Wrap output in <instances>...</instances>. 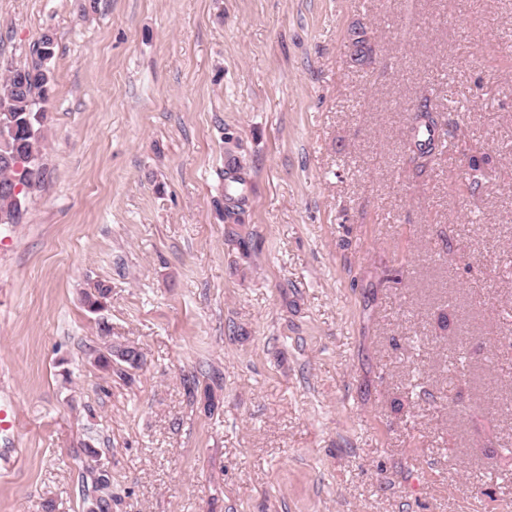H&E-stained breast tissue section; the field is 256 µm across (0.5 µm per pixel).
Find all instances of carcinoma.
Returning <instances> with one entry per match:
<instances>
[{"label":"carcinoma","mask_w":512,"mask_h":512,"mask_svg":"<svg viewBox=\"0 0 512 512\" xmlns=\"http://www.w3.org/2000/svg\"><path fill=\"white\" fill-rule=\"evenodd\" d=\"M354 60L362 62L369 55L368 35L359 26L351 30ZM54 35L44 33L34 49L30 64L7 70L0 80V224H19L26 212L27 194L42 181V159L46 150L45 127L54 74ZM445 116L432 107L429 99L418 106L405 127L409 162L423 170L433 161L444 140L448 139ZM436 134L423 139L422 131ZM238 139L224 136L223 205L219 206L226 224L239 223V210L247 200V180L243 161L237 155ZM110 288L97 285L87 292L84 304L91 313L105 307ZM94 361L104 371L126 377L128 371L140 367L143 353L132 345H111L94 351ZM101 451L91 446L77 457V465L90 478L84 487L86 512H112V469L101 463Z\"/></svg>","instance_id":"obj_1"}]
</instances>
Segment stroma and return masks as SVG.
<instances>
[{"label": "stroma", "mask_w": 512, "mask_h": 512, "mask_svg": "<svg viewBox=\"0 0 512 512\" xmlns=\"http://www.w3.org/2000/svg\"><path fill=\"white\" fill-rule=\"evenodd\" d=\"M47 32L44 177L0 224V512H83L88 445L113 512L512 504V0H0V74ZM426 99L453 148L421 171ZM447 120L443 113L424 100L410 116L405 127L409 162L421 171L433 161L444 140L448 139ZM434 132L436 139H421L422 130ZM238 139L232 135L224 136L225 166L223 186V205L219 211L225 224H238L239 210L247 200V180L244 173L243 161L237 155ZM94 361L99 368L107 372H116L124 378L128 371L139 368L143 363V353L132 345H111L105 350H93ZM114 364L116 368H114Z\"/></svg>", "instance_id": "obj_1"}]
</instances>
